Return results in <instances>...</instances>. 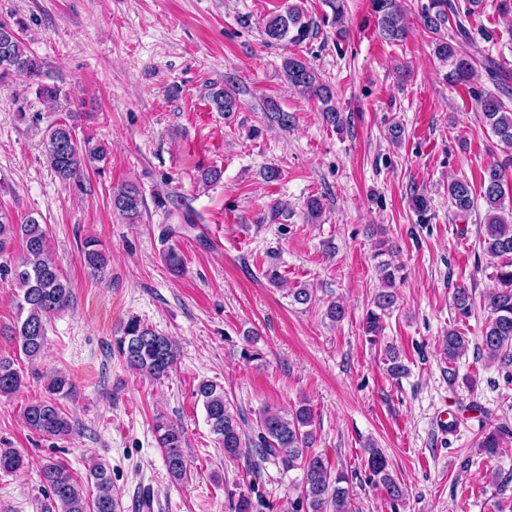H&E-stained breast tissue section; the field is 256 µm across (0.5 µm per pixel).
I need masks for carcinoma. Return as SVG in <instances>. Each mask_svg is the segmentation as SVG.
Listing matches in <instances>:
<instances>
[{
    "instance_id": "cac0c4a2",
    "label": "carcinoma",
    "mask_w": 512,
    "mask_h": 512,
    "mask_svg": "<svg viewBox=\"0 0 512 512\" xmlns=\"http://www.w3.org/2000/svg\"><path fill=\"white\" fill-rule=\"evenodd\" d=\"M485 0H428L421 9L423 27L435 35L433 54L448 65V82L464 86L474 97L482 122L488 126L498 141L512 148V70L500 60L487 54L478 60L466 50L472 41L469 18L484 8ZM381 36L389 42L405 38L401 6L398 0H372ZM449 29L452 34L443 35ZM315 22L306 17L302 9L291 4L285 12L274 14L264 21L263 33L268 41L301 44L310 39ZM282 69L288 85L300 93L317 99L321 105L322 120L338 130L349 122L336 103L334 94L318 77L315 69L300 57L290 55L283 59ZM497 88L496 92L478 88L480 75ZM43 75L42 61L29 51L21 37L20 29L0 21V83L10 77L21 76L37 84L39 98L55 102L60 89L39 81ZM209 99L218 112L230 114L237 109L231 90L211 84ZM265 111L276 122L288 127L293 116L283 111L274 100L266 101ZM47 162L55 176L64 183H80L85 170L106 160L108 148L90 137L78 138L75 127L61 121L49 127L45 141ZM480 197L486 205L484 216L483 250L498 259L492 280L496 286L486 292L484 307L488 316L478 336L477 350L490 364L496 365L506 382H512V156L500 163L486 167L481 176ZM112 208L123 218L134 220L141 216L143 195L137 185L125 183L112 190ZM448 200L454 214L466 217L476 207L474 188L465 179L448 183ZM19 238L24 244V255L10 267L0 265V273L11 276L19 288V314L11 328L20 353L33 362L43 353L47 342V326L51 316L64 310L72 300V288L50 252L48 233L39 221L30 216L22 224L14 223L12 216L0 211V254L12 240ZM393 246L385 239L376 242L373 259L382 288L375 293L371 307L363 318L367 341L374 344L382 330L383 321L399 300L396 281L404 279L403 266L386 259ZM84 263L90 273L102 272L107 266L105 251L97 241L88 239L83 246ZM162 258L174 276L184 273V262L175 247H167ZM474 308L472 293L459 287L453 294V309L460 319L471 317ZM119 355L131 369L155 380L168 375L176 361L172 341L152 328L131 318L123 335L115 341ZM470 345L465 333L453 327L442 339L443 354L448 361H455ZM391 376L406 371L399 351L389 345L384 351ZM25 384L24 374L15 368L12 359L0 357V395H9ZM72 382L63 372L51 375L46 383L49 397L35 401L24 409L25 424L33 431L48 437L64 438L72 434L69 416L58 405L57 397L70 393ZM193 395L202 403L206 421L224 450V458L243 461L249 486H254L260 476L262 464L272 461L285 471L300 469L303 484L299 506L305 512H353L348 478L339 468H332L328 459L314 451L317 428L313 409L305 402L294 410L282 414L267 406L248 419L243 410L233 406L224 393V387L210 380L200 381ZM154 433L170 476L184 479L187 471L183 430L162 418L157 419ZM509 430L494 427L485 432L478 447L489 458L496 456ZM366 469L371 484L381 489L386 499L395 504L405 497V490L392 472L386 456L375 447L366 449ZM24 456L14 448H0V472L13 473L25 468ZM89 479L95 492L88 494L77 483L66 464L58 460L47 461L41 470V481L52 506L47 512H117V502L112 496V476L101 463L92 464Z\"/></svg>"
}]
</instances>
